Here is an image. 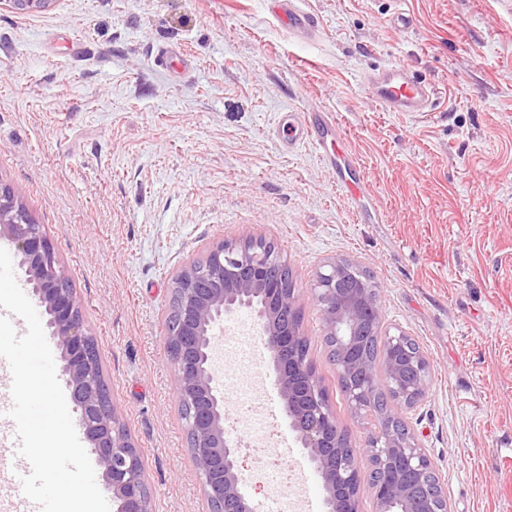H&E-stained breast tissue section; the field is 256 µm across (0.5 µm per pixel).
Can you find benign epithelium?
Returning a JSON list of instances; mask_svg holds the SVG:
<instances>
[{
    "label": "benign epithelium",
    "mask_w": 512,
    "mask_h": 512,
    "mask_svg": "<svg viewBox=\"0 0 512 512\" xmlns=\"http://www.w3.org/2000/svg\"><path fill=\"white\" fill-rule=\"evenodd\" d=\"M3 2L25 15L46 9L52 0ZM2 240L14 245L20 268L32 284V299L47 315V327L61 350L59 371L116 512H150L142 458L116 416L95 340L85 329L81 301L62 273L43 225L35 223L13 190L0 183ZM280 262L275 248L263 240L221 242L203 259L183 265L174 277V324L167 327L166 352L177 371L190 455L203 480L209 512H252V501L240 480L238 444L224 428V393L218 387L214 363V328L241 309L253 313L265 337L269 370L289 427L321 478L328 512H358L356 452L373 460L370 483L377 512H450L448 491L432 483L434 464L411 427H400L386 415L367 434L363 448L353 453L346 449L315 370L300 354L295 289L272 275ZM348 267L342 260L327 264L313 288L325 336L337 340L336 371L348 382V402L354 413L372 406L382 384L393 392L402 411L399 419L404 421L405 414L425 397L430 361L423 352L410 348L414 338L406 332L382 329L378 299L368 300V290L348 293L341 288ZM367 322L390 343L389 358L381 367L348 356L355 336ZM416 482L433 488L415 506Z\"/></svg>",
    "instance_id": "benign-epithelium-1"
}]
</instances>
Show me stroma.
I'll return each mask as SVG.
<instances>
[{
  "instance_id": "stroma-1",
  "label": "stroma",
  "mask_w": 512,
  "mask_h": 512,
  "mask_svg": "<svg viewBox=\"0 0 512 512\" xmlns=\"http://www.w3.org/2000/svg\"><path fill=\"white\" fill-rule=\"evenodd\" d=\"M301 43L266 0H52L0 10V182L44 225L79 296L115 411L139 449L152 512H207L165 350L175 273L220 242H273L293 274L308 358L358 454L373 417L341 388L313 287L324 265L369 271L384 326L432 366L412 426L452 512H512V0H303ZM415 23L397 29L398 13ZM182 53L172 72L160 57ZM390 64L445 92L425 117L385 112L362 83ZM318 109L347 134L370 190L357 199L288 117ZM364 218H357V211ZM243 410L253 501L275 493ZM277 431L321 480L286 417Z\"/></svg>"
}]
</instances>
